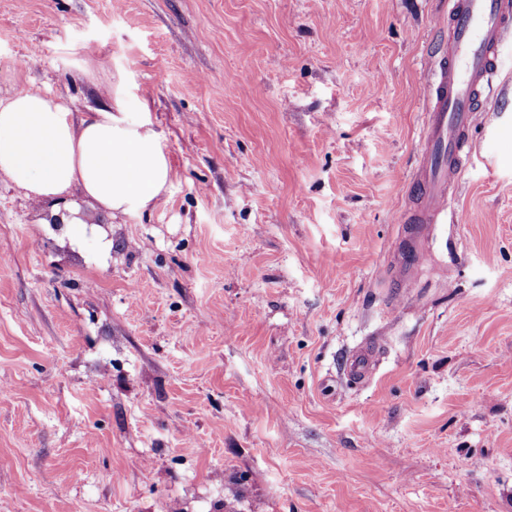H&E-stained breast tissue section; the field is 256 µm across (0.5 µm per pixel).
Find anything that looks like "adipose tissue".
<instances>
[{
    "instance_id": "ef3b65f1",
    "label": "adipose tissue",
    "mask_w": 512,
    "mask_h": 512,
    "mask_svg": "<svg viewBox=\"0 0 512 512\" xmlns=\"http://www.w3.org/2000/svg\"><path fill=\"white\" fill-rule=\"evenodd\" d=\"M0 175L34 202L80 192L112 217L152 209L173 170L148 113L129 112L122 93L80 121L39 89L0 100Z\"/></svg>"
}]
</instances>
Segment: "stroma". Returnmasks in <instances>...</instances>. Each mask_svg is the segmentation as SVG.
Segmentation results:
<instances>
[{"label": "stroma", "instance_id": "obj_1", "mask_svg": "<svg viewBox=\"0 0 512 512\" xmlns=\"http://www.w3.org/2000/svg\"><path fill=\"white\" fill-rule=\"evenodd\" d=\"M447 11L0 0L1 99L123 87L173 169L147 213L76 194L58 231L0 175V512H512V45L396 265ZM346 375L356 382L370 379L376 370V347L373 344H363L353 349L345 364Z\"/></svg>", "mask_w": 512, "mask_h": 512}]
</instances>
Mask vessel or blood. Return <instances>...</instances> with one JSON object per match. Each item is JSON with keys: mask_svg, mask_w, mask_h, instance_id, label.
<instances>
[{"mask_svg": "<svg viewBox=\"0 0 512 512\" xmlns=\"http://www.w3.org/2000/svg\"><path fill=\"white\" fill-rule=\"evenodd\" d=\"M446 47L434 79L423 88L426 122L420 161L411 177L413 202L397 264L408 272L426 257L420 246L432 225L444 223L448 196L469 156L467 133L499 74V52L512 43V0H448ZM349 379L364 382L376 370V348L353 349Z\"/></svg>", "mask_w": 512, "mask_h": 512, "instance_id": "1", "label": "vessel or blood"}]
</instances>
